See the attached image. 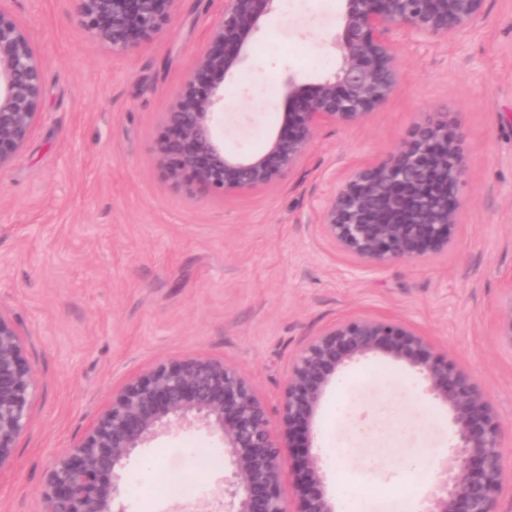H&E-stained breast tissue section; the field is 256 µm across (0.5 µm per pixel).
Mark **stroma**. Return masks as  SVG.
Masks as SVG:
<instances>
[{"label":"stroma","mask_w":512,"mask_h":512,"mask_svg":"<svg viewBox=\"0 0 512 512\" xmlns=\"http://www.w3.org/2000/svg\"><path fill=\"white\" fill-rule=\"evenodd\" d=\"M44 59L42 115L0 168V304L28 339L38 376L31 425L0 476V512H43L56 457L77 444L112 392L156 363L224 360L277 413L289 368L311 337L352 316L416 326L472 374L498 413L512 472V352L494 317L512 286V0H486L458 39L394 31L406 78L358 127L318 130L301 166L272 188L186 195L164 181L163 115L224 0H179L170 30L112 53L74 0H0ZM343 0H278L224 89V145L261 150L285 110V82L331 74ZM447 112L466 133L463 205L448 252L366 267L334 252L317 225L349 170L387 159L415 122ZM411 368L353 362L327 390L314 452L329 496L340 481L409 494L421 512L454 442L446 408ZM341 445V457L331 450ZM206 430L164 435L124 470L128 512H194L224 477ZM190 483L177 494L165 476Z\"/></svg>","instance_id":"35a3bbf8"}]
</instances>
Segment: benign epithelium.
<instances>
[{"mask_svg": "<svg viewBox=\"0 0 512 512\" xmlns=\"http://www.w3.org/2000/svg\"><path fill=\"white\" fill-rule=\"evenodd\" d=\"M179 0H78L83 27L123 54L164 34ZM277 0H224L206 46L164 113L157 145L162 176L215 196L269 188L296 170L319 127L358 126L383 107L404 79L390 31L456 39L481 16L485 0H345L332 42L334 71L304 87L288 77L278 132L256 153L224 150L216 132L224 81L244 60L252 35ZM44 61L33 37L0 8V168L26 144L40 117ZM465 132L446 116L414 125L385 161L353 168L325 201L319 226L343 256L366 266L448 251L462 201ZM496 336L512 351V289L500 304ZM403 363L450 413L455 443L421 512H496L506 475L498 416L478 382L415 327L387 318L350 317L314 336L293 361L282 395V439L251 379L223 361L183 357L159 363L112 392L109 406L77 445L58 456L42 497L46 512H127L123 473L132 456L173 430L202 427L230 466L220 491L224 512H336L318 456L308 452L326 389L359 358ZM37 389L27 342L0 305V473L13 468L31 423ZM293 491L282 494L295 447Z\"/></svg>", "mask_w": 512, "mask_h": 512, "instance_id": "benign-epithelium-1", "label": "benign epithelium"}]
</instances>
